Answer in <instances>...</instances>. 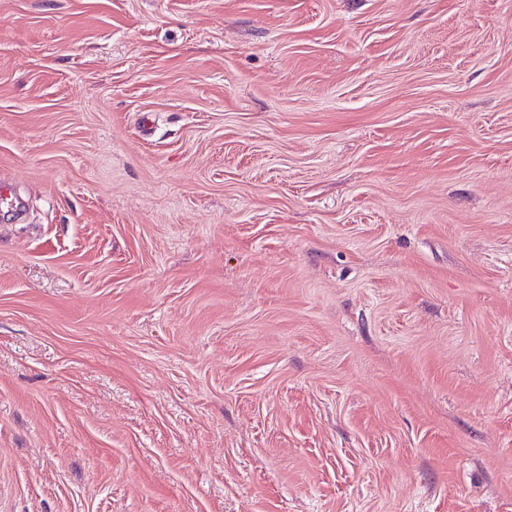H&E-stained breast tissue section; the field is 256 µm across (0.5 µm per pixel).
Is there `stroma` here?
<instances>
[{
  "label": "stroma",
  "instance_id": "obj_1",
  "mask_svg": "<svg viewBox=\"0 0 512 512\" xmlns=\"http://www.w3.org/2000/svg\"><path fill=\"white\" fill-rule=\"evenodd\" d=\"M0 512H512V0H0Z\"/></svg>",
  "mask_w": 512,
  "mask_h": 512
}]
</instances>
